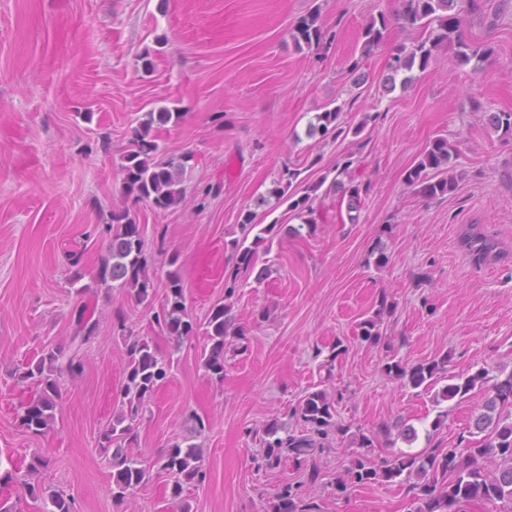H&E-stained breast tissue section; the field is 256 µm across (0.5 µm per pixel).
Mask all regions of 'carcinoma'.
Instances as JSON below:
<instances>
[{
	"mask_svg": "<svg viewBox=\"0 0 512 512\" xmlns=\"http://www.w3.org/2000/svg\"><path fill=\"white\" fill-rule=\"evenodd\" d=\"M473 0H403L402 19L410 27L424 30L426 37L411 48H400L393 53L387 64V81L390 88L403 86L413 80L412 71L425 70L434 58L439 45L449 43L455 46V60L461 65L473 64L475 74L482 72V64L491 56L489 47L480 48L463 37L461 13L453 12L454 5ZM387 27L385 17L371 20L364 28V49L371 50L378 45ZM291 39L298 49L319 45L325 33L319 14L313 10L302 16L291 28ZM340 109H327L315 115L308 123L306 136L310 139L323 138L337 130ZM183 117L181 112L162 108L148 112L134 129L129 140L121 172L126 193L136 201H145L158 209H168L179 204L184 196L183 174L188 157H171L164 161L154 160L159 150L154 126L176 124ZM490 127L496 132L512 136V112H494L488 116ZM453 148L445 137L433 140L426 148L423 158L407 170L405 183L418 188L426 197L445 196L457 189V174L452 164ZM346 160L338 169L347 181L334 180L330 188L341 193L347 200L350 220H356L362 193L365 188L355 182ZM296 172L286 169L280 179L274 182L269 196L280 202L291 188ZM109 242L106 253L96 268L95 278L99 282H112L115 287L126 291L131 300L138 304L155 294L157 283L149 274L148 259L144 251L142 225L130 215V211L112 212V224L107 226ZM301 234L300 228L288 224H268L259 229L253 245L234 243L235 268L225 276L224 298L235 294L240 279L256 274L262 278L264 271L254 272L256 247L270 242L277 235ZM466 245L477 260L488 257L492 245L486 239L471 236ZM165 297L161 312L155 315L156 323L176 343L194 335L196 323L190 318L185 297L183 279L179 270L167 273L164 284ZM381 317L376 315L360 323L361 339L371 343L379 342ZM96 332L93 309L82 305L77 313L72 344L73 352L62 358L59 351L45 349L36 362L27 364L22 379L30 382L28 394L19 402L22 425L37 434L46 429L54 418V411L60 397L58 375L66 372L78 375L82 372V347L90 342ZM205 333L210 348L203 351L206 369L224 379V350L229 336H240L242 330L235 326L231 306L214 304L209 310ZM127 366L125 378L117 401V409L107 426L103 438L112 449V497L123 500L131 491L149 480L152 467L174 477L172 496L182 494V483L201 481L203 455L196 445L185 446L177 443L161 455L150 467L134 458L128 452V444L136 437V422L143 417L148 402L163 386L170 371V361L160 356L143 336L130 335L127 338ZM448 355H442L411 367L399 362L386 366L388 374L414 389L427 388L440 379H448L434 396V402L464 398L479 387L485 391L486 399L482 410L472 418L469 430L471 439L459 448L443 450L436 448L428 453L412 454L397 452L377 462L365 453L358 454L346 470L337 488L344 492L350 485H371L391 482L403 475L413 476L418 482L409 491L414 493L417 507L414 512H459L463 503L481 501L492 504L496 512H512V372L506 376L480 368L468 375H447ZM334 402L324 390L307 393L293 409L292 417L303 425L296 432L285 422H273L265 428L266 439L262 444V460L269 467L279 465L283 455L298 460L323 448L336 434L345 435L349 427L335 420ZM45 512H74L72 500L63 494L52 492L45 496ZM275 512H306L299 504L295 489L288 485L277 493Z\"/></svg>",
	"mask_w": 512,
	"mask_h": 512,
	"instance_id": "obj_1",
	"label": "carcinoma"
}]
</instances>
